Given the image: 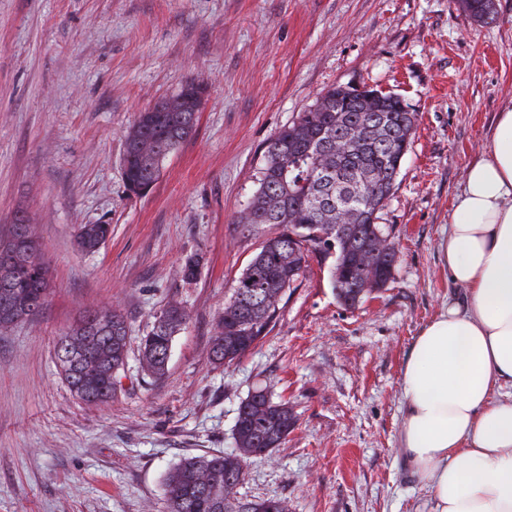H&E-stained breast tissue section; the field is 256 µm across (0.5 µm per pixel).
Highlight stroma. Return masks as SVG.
I'll list each match as a JSON object with an SVG mask.
<instances>
[{
    "mask_svg": "<svg viewBox=\"0 0 512 512\" xmlns=\"http://www.w3.org/2000/svg\"><path fill=\"white\" fill-rule=\"evenodd\" d=\"M497 4L483 25L453 0H0V236L25 211L51 282L40 312L0 330V512H167L169 468L232 451L239 405L260 387L297 422L250 459L240 495L288 512H432L398 452L402 371L420 329L462 296L439 243L467 164L512 105V0ZM191 83L204 89L195 133L131 193L128 129ZM335 85L398 95L418 115L380 214L391 279L348 309L310 258L256 348L213 363L224 302L265 239L241 218L267 145ZM81 224L112 236L81 252ZM170 302L189 318L155 378L140 341ZM101 307L124 314L129 343L96 406L62 379L56 341Z\"/></svg>",
    "mask_w": 512,
    "mask_h": 512,
    "instance_id": "35a3bbf8",
    "label": "stroma"
}]
</instances>
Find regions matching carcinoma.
I'll return each instance as SVG.
<instances>
[{"mask_svg":"<svg viewBox=\"0 0 512 512\" xmlns=\"http://www.w3.org/2000/svg\"><path fill=\"white\" fill-rule=\"evenodd\" d=\"M480 24L496 21V0H457ZM204 89L184 86L177 94L139 113L125 137L124 176L135 193L148 191L166 158L193 133L197 101ZM292 125L268 144L260 187L243 224L255 232L275 226L259 252L235 281L224 303L210 354L214 362L232 364L254 349L279 314L286 293L302 282L308 259L320 255L329 266L330 283L339 303L357 307L386 286L396 258L394 243L379 248L387 236L378 223L395 186L416 125L415 113L390 93L334 86L320 94ZM109 224H81L76 231L80 250L94 252L110 237ZM49 290L48 270L31 236L27 216L18 212L0 238V327L7 328L39 312ZM187 311L171 304L154 315L141 344L155 358L147 371L163 376L169 333L163 324L183 326ZM128 326L112 309H89L76 326L58 338L57 353L72 345L82 356L122 366L127 358ZM83 401L103 404L112 399L116 383L102 372L96 386L82 385L78 366L65 375ZM288 403L275 401L265 388L251 392L240 404L232 430L235 448L224 454L192 456L175 464L165 478L169 512H288L281 499L238 495L249 459L271 453L294 429Z\"/></svg>","mask_w":512,"mask_h":512,"instance_id":"cac0c4a2","label":"carcinoma"}]
</instances>
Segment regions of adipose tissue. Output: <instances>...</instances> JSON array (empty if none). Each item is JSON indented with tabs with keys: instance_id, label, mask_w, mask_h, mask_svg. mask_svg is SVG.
I'll return each mask as SVG.
<instances>
[{
	"instance_id": "1",
	"label": "adipose tissue",
	"mask_w": 512,
	"mask_h": 512,
	"mask_svg": "<svg viewBox=\"0 0 512 512\" xmlns=\"http://www.w3.org/2000/svg\"><path fill=\"white\" fill-rule=\"evenodd\" d=\"M464 291L420 330L402 374L401 453L433 512H512V106L467 167L439 244Z\"/></svg>"
}]
</instances>
